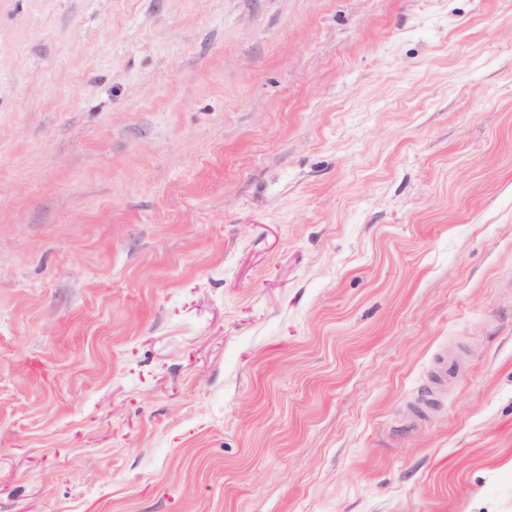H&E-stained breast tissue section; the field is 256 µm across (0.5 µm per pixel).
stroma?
I'll use <instances>...</instances> for the list:
<instances>
[{
  "mask_svg": "<svg viewBox=\"0 0 512 512\" xmlns=\"http://www.w3.org/2000/svg\"><path fill=\"white\" fill-rule=\"evenodd\" d=\"M0 512H512V0H0Z\"/></svg>",
  "mask_w": 512,
  "mask_h": 512,
  "instance_id": "stroma-1",
  "label": "stroma"
}]
</instances>
